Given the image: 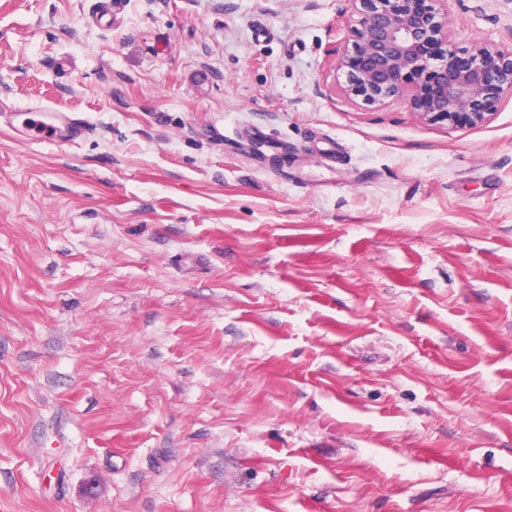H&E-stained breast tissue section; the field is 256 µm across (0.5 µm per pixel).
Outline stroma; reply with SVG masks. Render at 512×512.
I'll return each instance as SVG.
<instances>
[{
	"mask_svg": "<svg viewBox=\"0 0 512 512\" xmlns=\"http://www.w3.org/2000/svg\"><path fill=\"white\" fill-rule=\"evenodd\" d=\"M345 7L0 0V110L88 121H0V512H512V99H348ZM10 120L17 135L25 140H49L55 143L75 142L87 131L85 120L61 112L49 104L15 112H2Z\"/></svg>",
	"mask_w": 512,
	"mask_h": 512,
	"instance_id": "1",
	"label": "stroma"
}]
</instances>
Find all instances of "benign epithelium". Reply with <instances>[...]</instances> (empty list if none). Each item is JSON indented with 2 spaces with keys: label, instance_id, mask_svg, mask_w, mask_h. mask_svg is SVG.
Instances as JSON below:
<instances>
[{
  "label": "benign epithelium",
  "instance_id": "1",
  "mask_svg": "<svg viewBox=\"0 0 512 512\" xmlns=\"http://www.w3.org/2000/svg\"><path fill=\"white\" fill-rule=\"evenodd\" d=\"M349 42L328 53L346 77L342 92L366 104L389 99L419 120L449 127L489 122L512 97V35L462 64L448 13L433 0H347Z\"/></svg>",
  "mask_w": 512,
  "mask_h": 512
}]
</instances>
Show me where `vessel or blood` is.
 I'll return each mask as SVG.
<instances>
[{
  "instance_id": "vessel-or-blood-1",
  "label": "vessel or blood",
  "mask_w": 512,
  "mask_h": 512,
  "mask_svg": "<svg viewBox=\"0 0 512 512\" xmlns=\"http://www.w3.org/2000/svg\"><path fill=\"white\" fill-rule=\"evenodd\" d=\"M8 118L17 135L25 140L69 143L87 131L83 119L43 103L9 113Z\"/></svg>"
}]
</instances>
